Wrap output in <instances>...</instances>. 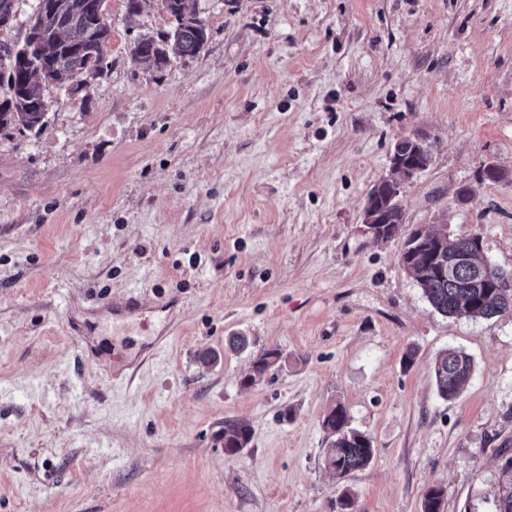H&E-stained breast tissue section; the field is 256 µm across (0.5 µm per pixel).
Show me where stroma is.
<instances>
[{
    "instance_id": "obj_1",
    "label": "stroma",
    "mask_w": 512,
    "mask_h": 512,
    "mask_svg": "<svg viewBox=\"0 0 512 512\" xmlns=\"http://www.w3.org/2000/svg\"><path fill=\"white\" fill-rule=\"evenodd\" d=\"M197 7L207 44L158 69L131 49L171 29L161 0L133 22L106 0L108 69L44 88L41 130L0 132V512H334L345 490L356 512H421L437 483L443 512H495L512 312L434 311L363 211L424 131L405 230L482 234L512 269V0ZM133 291L142 314L113 319ZM450 347L475 371L447 401ZM265 349L280 363L243 387ZM116 353L135 366L117 381ZM339 403L376 448L342 481L323 462ZM228 420L254 430L234 455ZM410 152L414 151V147L411 141H407V138L400 140L394 148V152L398 153L402 159L411 155ZM413 158L409 161L403 162L400 157H391V172L388 176H385L380 182H385L399 189L402 188V182L409 180L417 174L425 171L430 165L431 154H427L422 147L416 148L413 153ZM399 176V178L396 177ZM433 372L439 395L451 401L471 380L474 362L464 350L448 348L436 356Z\"/></svg>"
}]
</instances>
